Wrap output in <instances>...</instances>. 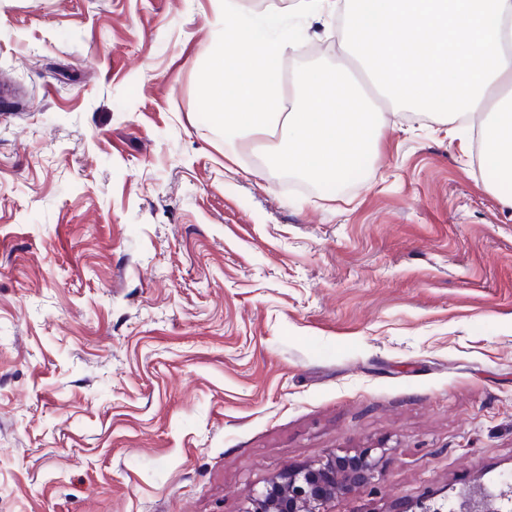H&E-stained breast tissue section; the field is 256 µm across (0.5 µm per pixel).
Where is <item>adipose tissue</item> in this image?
Returning a JSON list of instances; mask_svg holds the SVG:
<instances>
[{
    "label": "adipose tissue",
    "instance_id": "1",
    "mask_svg": "<svg viewBox=\"0 0 512 512\" xmlns=\"http://www.w3.org/2000/svg\"><path fill=\"white\" fill-rule=\"evenodd\" d=\"M342 25L385 98L476 127L497 183L512 184V0H291Z\"/></svg>",
    "mask_w": 512,
    "mask_h": 512
}]
</instances>
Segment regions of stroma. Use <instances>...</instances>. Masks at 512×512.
Wrapping results in <instances>:
<instances>
[{"label": "stroma", "instance_id": "1", "mask_svg": "<svg viewBox=\"0 0 512 512\" xmlns=\"http://www.w3.org/2000/svg\"><path fill=\"white\" fill-rule=\"evenodd\" d=\"M215 0H0V512H245L383 447L332 512L512 477V208L392 104L333 191L198 115ZM287 59L343 60L303 22Z\"/></svg>", "mask_w": 512, "mask_h": 512}]
</instances>
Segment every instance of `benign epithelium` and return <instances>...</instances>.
Wrapping results in <instances>:
<instances>
[{"instance_id":"benign-epithelium-1","label":"benign epithelium","mask_w":512,"mask_h":512,"mask_svg":"<svg viewBox=\"0 0 512 512\" xmlns=\"http://www.w3.org/2000/svg\"><path fill=\"white\" fill-rule=\"evenodd\" d=\"M379 458L366 448L354 455L331 454L317 464L290 470L272 478L249 496L247 512H331L337 498L380 480ZM418 512H512V495L477 486L450 508L445 503L421 501Z\"/></svg>"}]
</instances>
